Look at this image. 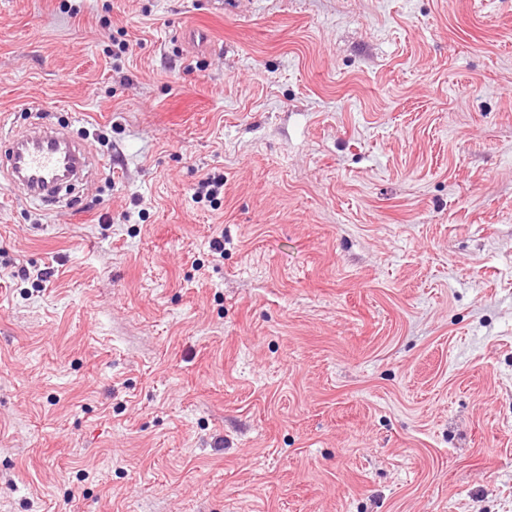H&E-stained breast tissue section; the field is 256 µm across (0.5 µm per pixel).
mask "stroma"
Masks as SVG:
<instances>
[{
  "label": "stroma",
  "instance_id": "stroma-1",
  "mask_svg": "<svg viewBox=\"0 0 512 512\" xmlns=\"http://www.w3.org/2000/svg\"><path fill=\"white\" fill-rule=\"evenodd\" d=\"M0 117L104 162L0 177V512H512V0H0Z\"/></svg>",
  "mask_w": 512,
  "mask_h": 512
}]
</instances>
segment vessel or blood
<instances>
[{
    "label": "vessel or blood",
    "mask_w": 512,
    "mask_h": 512,
    "mask_svg": "<svg viewBox=\"0 0 512 512\" xmlns=\"http://www.w3.org/2000/svg\"><path fill=\"white\" fill-rule=\"evenodd\" d=\"M7 174L27 199H50L61 176L86 168L85 154L72 146L64 132L40 124L8 139Z\"/></svg>",
    "instance_id": "b4317fda"
}]
</instances>
